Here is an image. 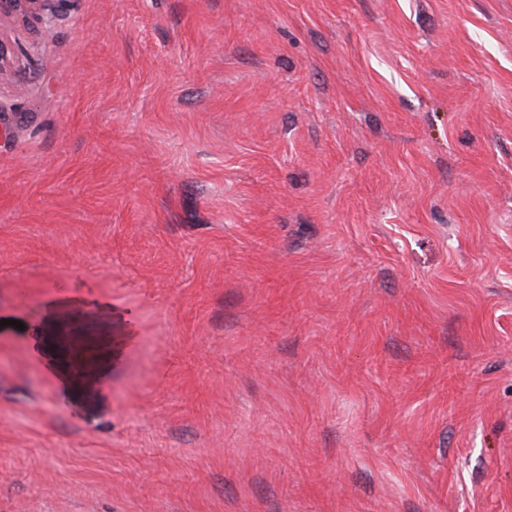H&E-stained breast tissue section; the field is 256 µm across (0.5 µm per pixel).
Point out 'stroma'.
<instances>
[{
  "instance_id": "35a3bbf8",
  "label": "stroma",
  "mask_w": 512,
  "mask_h": 512,
  "mask_svg": "<svg viewBox=\"0 0 512 512\" xmlns=\"http://www.w3.org/2000/svg\"><path fill=\"white\" fill-rule=\"evenodd\" d=\"M55 10L0 18V512H512V0Z\"/></svg>"
}]
</instances>
